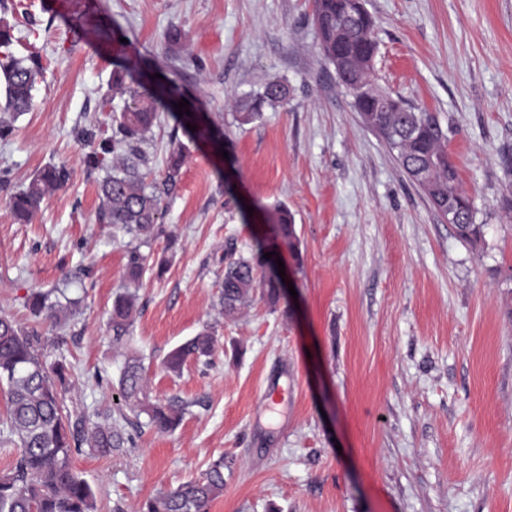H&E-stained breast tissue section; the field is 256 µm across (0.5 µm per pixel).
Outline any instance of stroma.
Instances as JSON below:
<instances>
[{"mask_svg":"<svg viewBox=\"0 0 512 512\" xmlns=\"http://www.w3.org/2000/svg\"><path fill=\"white\" fill-rule=\"evenodd\" d=\"M364 6L372 78L437 116L483 226L477 243L455 236L365 126L320 52L314 0H0L13 52L44 66L32 110L0 140V314L37 328L49 361L69 365L71 420L124 410L118 378L132 354L151 400L185 407L174 432L127 424L130 446L75 456L96 512H140L221 455L233 465L209 512H512V0ZM98 25L124 43L84 36ZM126 60L183 85L224 134L219 151L171 118L153 127L151 178L171 139L184 157L162 231L142 244L100 223L104 174L87 169L77 136L111 129L129 103L112 89ZM274 77L287 106L241 123L238 101ZM48 164L70 181L33 223H16L10 195ZM277 204L295 224L296 249L277 252L297 297H256L225 316V248L246 257L274 240L263 213ZM134 246L147 265L130 284ZM127 285L137 301L124 347L108 319ZM55 287L80 301L59 332L26 306ZM208 326L213 364L167 371V354Z\"/></svg>","mask_w":512,"mask_h":512,"instance_id":"35a3bbf8","label":"stroma"}]
</instances>
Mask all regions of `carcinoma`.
I'll return each instance as SVG.
<instances>
[{"label": "carcinoma", "mask_w": 512, "mask_h": 512, "mask_svg": "<svg viewBox=\"0 0 512 512\" xmlns=\"http://www.w3.org/2000/svg\"><path fill=\"white\" fill-rule=\"evenodd\" d=\"M313 25L323 56L341 66L337 75L350 80L348 94L365 125L395 153L399 165L435 212L449 220L456 237L477 242L482 225L476 223L472 200L460 188L458 170L448 156V137L439 121L402 97L381 90L370 79L377 53L371 14L357 10L355 0H314ZM11 45V28L0 22V84L4 87L0 113L12 115L10 119L0 116V140L13 134V118L31 110L33 90L43 74L39 59L16 57ZM128 92L131 103L113 114L112 134L90 126L79 130L78 137L90 148L85 158L87 167L107 172L100 183L99 221L148 240L159 232V203L162 196L176 189L183 159V146L179 145L172 150L161 181H146L147 175L141 171L146 162L141 145L160 114L170 113L183 126L191 123L196 127L192 135L199 140L220 145L223 133L194 114L175 111L185 96L184 88L175 81L160 84L144 75ZM288 97V85L272 79L263 91L241 101L240 120L250 122L268 106L286 105ZM68 180L69 172L62 165L48 164L40 169L9 197L17 223H31L44 197L63 188ZM269 219L278 225L290 246H295L288 208L275 207ZM267 252L269 245L258 240L250 256L229 257L220 294L225 315H234L256 293L271 304L285 296L271 261L264 257ZM144 262L138 248L129 250L127 280L139 281ZM54 294L53 290L34 292L27 307L32 315L44 317L57 328L73 315L79 301L64 304L52 298ZM136 299V294L125 291L117 293L112 302L110 326L115 344L130 338ZM215 346L211 333L200 332L173 348L164 364L178 373L189 360L207 363ZM68 373L64 362H47L40 333L26 330L9 316H0V391L7 399L6 412L0 415V449L8 453L16 450L10 469L0 473V512H95L93 489L76 473L73 459L84 444L107 455L124 447L125 438L117 424L98 421V414L81 417V425L90 427V432L79 437L66 413ZM118 389L131 411L147 416L148 425L171 431L179 424L181 406L149 400L139 358L125 360ZM231 465L227 457L219 456L202 477L148 499L143 512H208L210 503L224 492V470Z\"/></svg>", "instance_id": "1"}]
</instances>
